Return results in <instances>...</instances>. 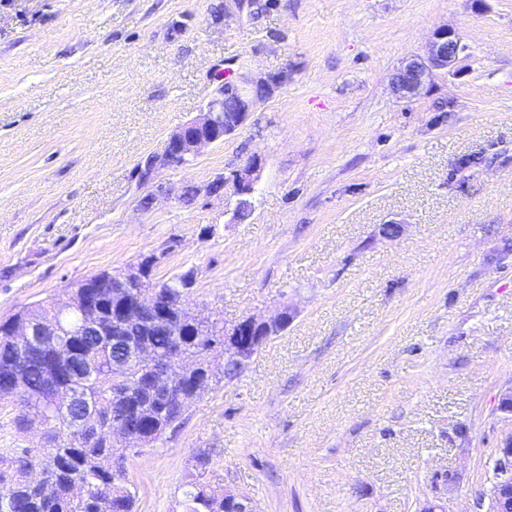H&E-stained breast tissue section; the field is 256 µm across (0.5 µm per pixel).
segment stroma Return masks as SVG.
Instances as JSON below:
<instances>
[{
	"label": "stroma",
	"instance_id": "stroma-1",
	"mask_svg": "<svg viewBox=\"0 0 512 512\" xmlns=\"http://www.w3.org/2000/svg\"><path fill=\"white\" fill-rule=\"evenodd\" d=\"M441 28L465 54L397 98ZM279 73L141 179L217 84ZM252 155L245 221L180 201ZM151 254L195 312L296 316L127 451L136 512H181L202 451L256 512H472L512 433V0H0V319Z\"/></svg>",
	"mask_w": 512,
	"mask_h": 512
}]
</instances>
